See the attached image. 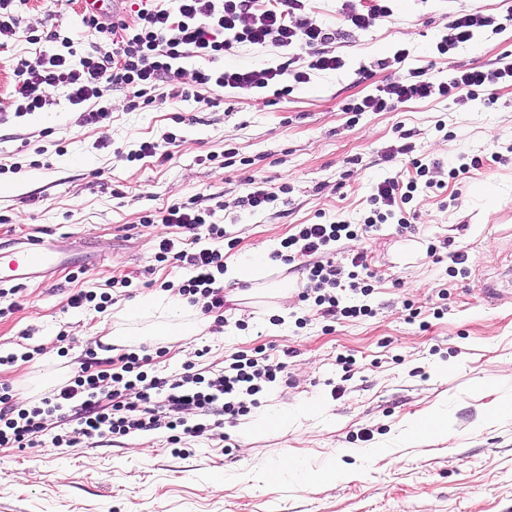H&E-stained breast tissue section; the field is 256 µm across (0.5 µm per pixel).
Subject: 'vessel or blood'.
Instances as JSON below:
<instances>
[{"label":"vessel or blood","instance_id":"vessel-or-blood-1","mask_svg":"<svg viewBox=\"0 0 512 512\" xmlns=\"http://www.w3.org/2000/svg\"><path fill=\"white\" fill-rule=\"evenodd\" d=\"M5 259L0 262V286L21 287L49 277L56 269L77 264V257L57 242L20 238L0 244Z\"/></svg>","mask_w":512,"mask_h":512}]
</instances>
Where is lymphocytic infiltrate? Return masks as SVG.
Listing matches in <instances>:
<instances>
[{
	"mask_svg": "<svg viewBox=\"0 0 512 512\" xmlns=\"http://www.w3.org/2000/svg\"><path fill=\"white\" fill-rule=\"evenodd\" d=\"M16 0H0V35H10L35 45L33 56L21 59L15 70L14 114L21 117L52 105V89L67 92L71 105L80 107L86 126L100 123L108 115L99 100L104 89H130L129 109L145 108L156 102L160 85H170V97L189 100L198 89H230L238 93L272 91L287 95L288 82L304 83L308 71L291 69L289 62L259 69L186 70L183 60L199 57L216 59L249 43L273 45L290 51L302 45L326 44L334 32L306 17L307 0H136L131 18L100 17L86 13L84 27L108 34L115 44L114 58L96 51H78V33L61 34L58 29L39 33L23 27L15 11ZM491 16L452 14L446 32L436 44L440 53L472 40L481 28L494 25ZM512 82V61L484 69L475 67L433 80L420 69L408 77L379 87L351 106L355 112H385L399 103L418 98H443L454 103L473 101L492 87ZM417 176L405 181L391 177L380 182L370 195L371 216L363 224L344 221L303 224L283 240L275 257L284 264L300 263L306 272L303 298L313 299L325 317L355 318L368 315L366 306L349 305L344 291L369 294L371 286L358 274L365 267L364 253L355 254L349 267L336 265L324 254L341 239L376 230L395 221L407 229V217L397 215L399 204L409 202L418 187L434 188L428 180V164L414 161ZM146 223L177 227L193 236L212 240L224 237V226L212 208L197 203H174L164 211L146 216ZM161 259L189 265L193 275L177 287L189 303H203L205 312L223 313L224 289L217 278L224 272V256L216 249L186 248L183 238L165 237L159 242ZM154 355L150 346L123 355L120 371L100 369L98 363H84L68 384L27 409L14 410L9 392L0 393V447L37 448L46 436L47 419L63 408L74 409L77 423L64 433L50 436L55 447L73 448L106 435L127 436L137 431H169L171 444L182 437H199L213 430L210 416L221 408L229 420L247 415L258 407L257 396L277 382L285 362L269 355L233 354L222 373L208 378L184 372L160 377L147 372Z\"/></svg>",
	"mask_w": 512,
	"mask_h": 512,
	"instance_id": "lymphocytic-infiltrate-1",
	"label": "lymphocytic infiltrate"
}]
</instances>
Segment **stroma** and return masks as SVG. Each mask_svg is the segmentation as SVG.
<instances>
[{"mask_svg":"<svg viewBox=\"0 0 512 512\" xmlns=\"http://www.w3.org/2000/svg\"><path fill=\"white\" fill-rule=\"evenodd\" d=\"M501 21L446 54L436 42L449 10ZM26 23L81 31L83 46L110 56V38L83 29L81 0H26ZM341 70L313 72L277 104L264 95L205 89L199 100L166 99L130 111L126 93H105L109 119L79 123L64 90L52 106L0 124V242L30 235L62 239L100 261L58 270L16 295L0 296V385L19 407L27 388L65 385L88 355L118 367L122 348L103 340L116 315L181 283L188 269L158 257L171 228L144 223L178 201L222 211L225 258L253 247L279 249L298 225L319 216L362 223L368 198L388 176H413V158L432 162L439 187L415 193L404 209L412 228L381 225L369 237L341 240L346 262L365 252L372 292L357 304L372 313L323 318L298 298L303 274L274 262L268 284L287 282L292 310L278 295L226 284L223 322L166 343L155 369L182 372L186 360L212 374L237 352H287L283 387L264 390L242 436L224 423L183 439L172 452L162 431L106 436L75 448H1L0 512H512V161L450 178L459 154L488 156L512 145V83L489 102L409 100L392 112L347 111L378 86L422 68L436 78L512 55V0H396L391 16L366 30L345 29L328 44ZM408 57L396 63V50ZM28 43L0 37V109L14 94V67ZM182 115L175 123L174 115ZM406 132L413 155L399 153ZM175 134L171 157L131 159L140 142ZM235 149L238 160L225 165ZM280 190L264 213L238 207L249 177ZM235 248H228V241ZM437 246L429 256V246ZM465 257L452 275L453 255ZM129 278L126 290L113 288ZM496 283L493 299L484 284ZM81 290L111 293L105 311L72 308ZM416 318H409V311ZM352 358L344 365L342 357ZM287 412V426L263 414ZM435 414L444 435L410 440L413 419Z\"/></svg>","mask_w":512,"mask_h":512,"instance_id":"35a3bbf8","label":"stroma"}]
</instances>
